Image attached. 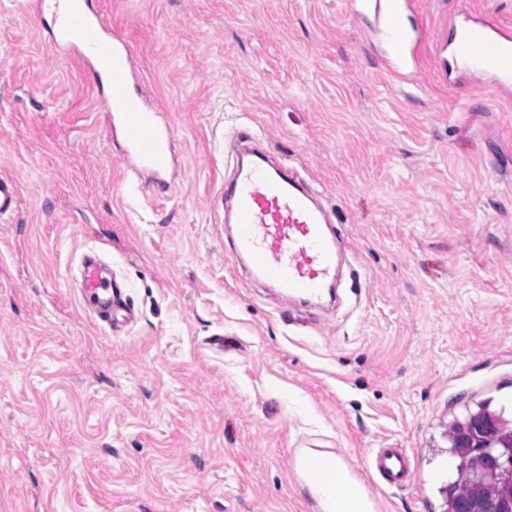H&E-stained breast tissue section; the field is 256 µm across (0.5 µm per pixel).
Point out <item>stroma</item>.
Masks as SVG:
<instances>
[{"label": "stroma", "instance_id": "35a3bbf8", "mask_svg": "<svg viewBox=\"0 0 512 512\" xmlns=\"http://www.w3.org/2000/svg\"><path fill=\"white\" fill-rule=\"evenodd\" d=\"M28 3L0 0V512H321L297 448L342 454L380 512H445L451 422L512 410V90L448 74L437 42L462 13L512 31V0H414L412 84L350 0H96L173 130L162 190ZM241 136L332 211L337 307L233 264ZM89 251L133 321L82 309ZM376 448L407 450L412 485ZM19 202L18 186L10 176L0 175V217L11 215ZM373 463L378 474L389 483L402 484L412 477L410 463L403 448H376Z\"/></svg>", "mask_w": 512, "mask_h": 512}]
</instances>
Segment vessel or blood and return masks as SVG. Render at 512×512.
Masks as SVG:
<instances>
[{"label": "vessel or blood", "mask_w": 512, "mask_h": 512, "mask_svg": "<svg viewBox=\"0 0 512 512\" xmlns=\"http://www.w3.org/2000/svg\"><path fill=\"white\" fill-rule=\"evenodd\" d=\"M360 7L381 26L388 71L415 79L422 33L406 21L411 0H361ZM57 33L59 46H80L91 69L106 75L105 119L122 142L126 169L156 179L166 176L176 162L170 128L160 112L133 91L134 58L125 39L104 27L90 0H68ZM455 36L453 54L461 71L489 76L503 89L512 87L511 32L486 20L466 19L456 26ZM18 202L15 180L1 174L0 217L12 214ZM224 210L233 224V256L247 265L254 280L288 299L309 301L331 290L337 269L335 236L327 211L315 204L313 191L294 166L270 165L264 152L254 149L251 161L237 164L224 189ZM81 301L104 321L112 320L122 304L120 285L103 276L89 256L83 263ZM373 463L387 482L401 484L412 477L403 449H375ZM342 466L337 454L325 457L316 469L302 466L300 457L292 459L301 480L311 484L327 482L331 471Z\"/></svg>", "instance_id": "obj_1"}]
</instances>
